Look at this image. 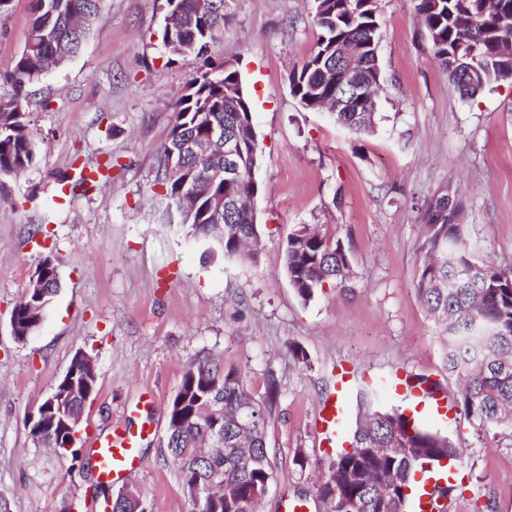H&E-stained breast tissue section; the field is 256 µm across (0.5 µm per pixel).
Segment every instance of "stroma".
Wrapping results in <instances>:
<instances>
[{
    "label": "stroma",
    "mask_w": 512,
    "mask_h": 512,
    "mask_svg": "<svg viewBox=\"0 0 512 512\" xmlns=\"http://www.w3.org/2000/svg\"><path fill=\"white\" fill-rule=\"evenodd\" d=\"M313 0H224L213 53L239 71L252 104L259 162L256 260L224 255L215 239L167 218L162 147L195 57L170 58L158 32L164 0H103L81 51L32 85L23 102L38 145L20 176H0V512H102L85 489L99 470L89 437L151 432L140 464L111 491L132 487L154 512H191L165 447L168 407L187 367L211 358L248 389L277 396L267 417L272 480L260 512L303 499L347 448L360 400L404 409L465 450L449 473L447 512H512V430L480 429L458 412L435 325L415 292L419 206L439 189L461 197L477 258L512 268V80L473 98L449 83L413 0H377L381 86L367 134L304 108L288 75L316 49ZM32 0L0 16V98L28 34ZM112 159L108 185L60 193L59 178ZM341 240L348 290L303 302L283 268L300 225ZM51 256L60 288L38 332L17 342L14 306ZM93 357L96 389L81 424L83 468L33 443L27 413L50 394L76 351ZM438 383L436 396L413 377ZM336 403L335 433L319 411ZM304 455L305 466L295 463Z\"/></svg>",
    "instance_id": "1"
}]
</instances>
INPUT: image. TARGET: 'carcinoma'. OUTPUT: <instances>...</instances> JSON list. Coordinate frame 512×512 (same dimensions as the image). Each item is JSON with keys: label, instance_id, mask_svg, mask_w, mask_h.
Listing matches in <instances>:
<instances>
[{"label": "carcinoma", "instance_id": "obj_1", "mask_svg": "<svg viewBox=\"0 0 512 512\" xmlns=\"http://www.w3.org/2000/svg\"><path fill=\"white\" fill-rule=\"evenodd\" d=\"M102 0H32L25 46L9 78L15 96L0 99V175L19 176L36 162V142L22 101L26 88L50 66L66 64L81 49ZM448 81L465 98H474L490 84L512 80V0H414ZM172 22L160 29V41L172 56L194 55L200 67L177 101L174 121L163 145L164 162L174 161L190 182L206 189L187 194L183 183L164 178L168 205L179 223L193 233L222 242L224 254L252 260L261 244L255 213L245 205L260 193L259 183L224 186V150L214 153L211 168L201 173L189 149L191 141L211 130H228L250 146L257 143L251 103L237 71L212 56L211 47L224 36V0H212L209 10L200 0H167ZM320 30L315 52L289 74L292 95L305 107L317 104L335 121L356 133L372 131L373 93L380 81L377 48L381 24L376 0H320L315 4ZM216 196L241 199L230 219L218 220L210 209ZM463 202L440 190L420 208L424 226L416 268L418 300L434 318L443 345L448 374L463 381L458 408L486 430L512 429V270L476 259L461 215ZM283 267L292 287L308 302L325 286L346 282L348 253L308 226L288 236ZM34 288L12 313L11 331L18 336L44 315L58 288L56 267L46 257L36 267ZM79 396L70 409L82 410L96 380L75 377ZM255 399L240 375L207 360L191 364L168 408L166 448L182 484L205 485L218 469L224 493L203 492L191 499L193 512H256L272 479L266 444L268 405ZM219 403L224 420V448L204 457L213 416L200 408ZM70 431L55 422L42 444L64 449ZM352 450L336 455L328 480L317 496L330 512L347 504L355 512H405V486L416 483L423 464L443 457L459 458L456 446L438 432L422 428L397 410L366 407L350 442Z\"/></svg>", "mask_w": 512, "mask_h": 512}]
</instances>
